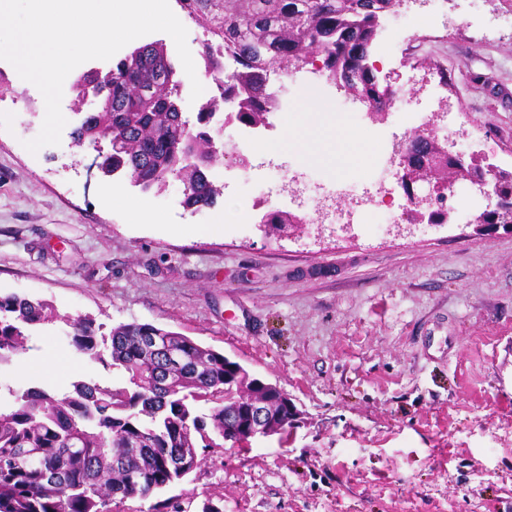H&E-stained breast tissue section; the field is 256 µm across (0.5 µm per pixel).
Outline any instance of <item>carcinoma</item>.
Masks as SVG:
<instances>
[{"mask_svg": "<svg viewBox=\"0 0 512 512\" xmlns=\"http://www.w3.org/2000/svg\"><path fill=\"white\" fill-rule=\"evenodd\" d=\"M210 27L238 65L221 80L222 93L202 103L188 124L175 105L177 82L154 44L120 60L112 78V111L88 112L72 131L75 145L103 141L105 175L124 173L144 191H160L173 174L174 152L211 165L219 103L235 104L244 125L265 122L276 97L265 91L271 72L287 75L294 62L319 57L331 79L353 78L359 91L379 90V110L393 97L369 63L381 16L402 0H182ZM423 182L466 181L465 171L437 166ZM222 190L208 177L189 178L183 204L198 211ZM499 194L508 214H481L487 224L512 221V178ZM45 300L0 295V363L26 350L31 332L51 322ZM69 343L90 360L121 371L125 385L78 380L58 394L44 386L8 389L0 400V512H112V502L146 499L184 478L201 463L197 449L219 448L224 425L248 423L247 389L237 363L191 338L151 323H126L104 334L90 317L65 319ZM180 353L173 361L149 344ZM182 470L172 468L174 458Z\"/></svg>", "mask_w": 512, "mask_h": 512, "instance_id": "carcinoma-1", "label": "carcinoma"}]
</instances>
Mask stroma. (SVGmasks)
Instances as JSON below:
<instances>
[{"label":"stroma","instance_id":"35a3bbf8","mask_svg":"<svg viewBox=\"0 0 512 512\" xmlns=\"http://www.w3.org/2000/svg\"><path fill=\"white\" fill-rule=\"evenodd\" d=\"M438 8L446 33H417L388 59L376 42L370 58L384 60L408 108L444 97L458 152L511 171L512 0ZM308 93L327 108L331 138L344 110L362 108L311 69L284 79L289 108L270 115L250 150L257 178L275 164L341 207L373 169L404 200L394 170L376 165L372 119L355 129L367 157L340 179L283 148ZM71 99L62 96L60 144L30 153L44 99L0 60V295L109 327L179 332L281 387L301 416L285 435L205 449L192 473L112 512H202L207 502L223 512H512V231L477 230L451 200L442 225L308 224L280 240L260 228L234 156L212 168L222 196L195 213L178 180L145 193L126 176L88 172L94 150L73 142ZM115 187L146 199L148 217L107 205ZM66 331L45 325L0 366V386L123 383Z\"/></svg>","mask_w":512,"mask_h":512}]
</instances>
